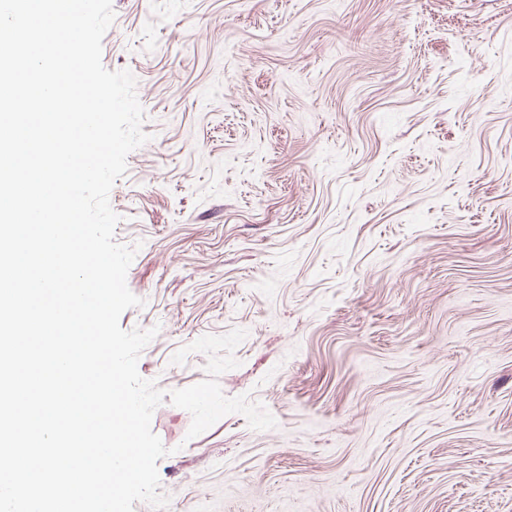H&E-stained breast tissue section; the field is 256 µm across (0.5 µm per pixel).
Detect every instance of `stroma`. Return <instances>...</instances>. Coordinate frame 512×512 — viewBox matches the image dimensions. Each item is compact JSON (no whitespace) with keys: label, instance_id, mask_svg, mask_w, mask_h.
Masks as SVG:
<instances>
[{"label":"stroma","instance_id":"obj_1","mask_svg":"<svg viewBox=\"0 0 512 512\" xmlns=\"http://www.w3.org/2000/svg\"><path fill=\"white\" fill-rule=\"evenodd\" d=\"M149 141L109 196L165 512H512V0H112Z\"/></svg>","mask_w":512,"mask_h":512}]
</instances>
